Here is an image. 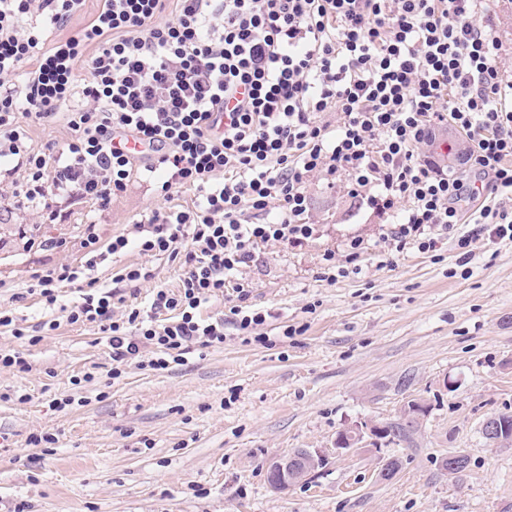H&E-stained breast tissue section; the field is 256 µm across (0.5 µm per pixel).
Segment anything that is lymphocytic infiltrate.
Listing matches in <instances>:
<instances>
[{
    "mask_svg": "<svg viewBox=\"0 0 512 512\" xmlns=\"http://www.w3.org/2000/svg\"><path fill=\"white\" fill-rule=\"evenodd\" d=\"M79 31L85 0H0V170L20 208L64 221L61 201L108 208L134 174L163 197L198 193L193 206L154 211L134 236L101 244L85 227L83 265L37 278L55 304L77 288L70 323L104 334L114 363L151 349L148 365L181 363L192 345L220 347L232 324L268 345L267 312L247 306L237 282L269 242L303 246L318 232L305 185L351 183V208L381 220L394 254L435 250L461 221L464 203L498 195L473 212L478 232L512 241V75L487 21L486 0H99ZM223 120H216L215 111ZM339 114L336 129L320 120ZM63 119V146L37 148L33 126ZM463 132L464 169L435 152L444 126ZM132 136L148 158L114 148ZM136 247L183 257L178 290L155 287L146 306L114 316L115 289L87 272ZM228 318L200 309L224 291Z\"/></svg>",
    "mask_w": 512,
    "mask_h": 512,
    "instance_id": "f902f5d3",
    "label": "lymphocytic infiltrate"
}]
</instances>
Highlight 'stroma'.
<instances>
[{
	"label": "stroma",
	"mask_w": 512,
	"mask_h": 512,
	"mask_svg": "<svg viewBox=\"0 0 512 512\" xmlns=\"http://www.w3.org/2000/svg\"><path fill=\"white\" fill-rule=\"evenodd\" d=\"M310 217L319 234L299 248L264 244L244 269L249 306L268 311V346L243 342L224 327L220 348L192 346L183 364L152 370L129 362L112 378L105 336L68 321L75 288L55 305L33 292L36 272L85 260L83 226L96 222L102 242L127 235L144 215L191 206L192 190L172 201L137 176L111 206L69 203L65 222H41L14 204L0 176V313L38 337L31 346L0 327V349L23 351L30 367L0 370V512H504L512 507V444L487 441L491 415L512 414V241L480 236L460 259L457 225L436 251L410 248L388 258L379 219L352 216L346 183L309 178ZM28 233L19 236L17 228ZM367 251L360 273L322 280V256L351 237ZM54 239L56 249L38 242ZM129 265L152 282L114 284ZM182 259L131 249L94 267L98 286L116 287L114 314L144 305L153 286L177 289ZM57 328L43 331L46 321ZM299 335L284 338L285 326ZM92 374L84 382V374ZM80 385H73V377ZM26 401H19V394ZM73 396L57 410L54 399ZM430 411L410 446H381L333 456L339 430L357 421L397 419L412 399ZM50 442L32 444V436ZM330 451L328 465L274 491L267 465L295 450ZM468 456L458 475L443 458ZM391 458V479L379 471Z\"/></svg>",
	"instance_id": "1"
}]
</instances>
